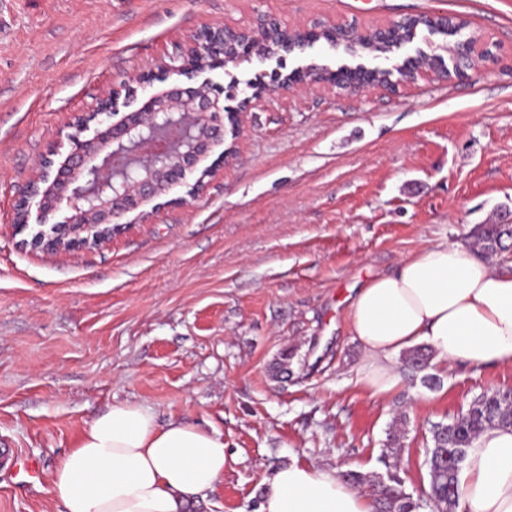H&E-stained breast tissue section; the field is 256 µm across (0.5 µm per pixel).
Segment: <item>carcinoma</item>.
I'll return each instance as SVG.
<instances>
[{
  "mask_svg": "<svg viewBox=\"0 0 512 512\" xmlns=\"http://www.w3.org/2000/svg\"><path fill=\"white\" fill-rule=\"evenodd\" d=\"M473 246L484 255L512 251V224H480L473 233ZM512 426V390L484 392L468 409L449 423L431 426L432 447L427 449L426 465L429 489L417 498L406 493L398 478L390 484L377 485L375 512H420L432 502L437 512H457L458 473L461 466L454 458L465 461L467 448L488 426Z\"/></svg>",
  "mask_w": 512,
  "mask_h": 512,
  "instance_id": "1",
  "label": "carcinoma"
}]
</instances>
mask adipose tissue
Masks as SVG:
<instances>
[{
    "mask_svg": "<svg viewBox=\"0 0 512 512\" xmlns=\"http://www.w3.org/2000/svg\"><path fill=\"white\" fill-rule=\"evenodd\" d=\"M363 352L361 382L373 395L399 382L393 358L425 342L437 363L512 366V271L465 244L438 243L393 273L357 288L349 305ZM224 438L192 424H161L155 411L117 403L59 461L50 491L65 512H186L224 477ZM458 512H512V427L474 440L459 474ZM258 512H373L338 468L290 462L265 480Z\"/></svg>",
    "mask_w": 512,
    "mask_h": 512,
    "instance_id": "ef3b65f1",
    "label": "adipose tissue"
}]
</instances>
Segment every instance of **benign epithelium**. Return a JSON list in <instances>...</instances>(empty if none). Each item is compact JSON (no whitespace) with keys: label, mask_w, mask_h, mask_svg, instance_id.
I'll return each mask as SVG.
<instances>
[{"label":"benign epithelium","mask_w":512,"mask_h":512,"mask_svg":"<svg viewBox=\"0 0 512 512\" xmlns=\"http://www.w3.org/2000/svg\"><path fill=\"white\" fill-rule=\"evenodd\" d=\"M405 20L392 22L374 30L381 43L394 40ZM315 30L293 31L272 19H261L252 27L206 26L182 45L175 46L169 63L163 65V77L184 76L193 80L201 74L253 57L252 46L266 45L259 54L264 60L280 51L300 53L319 40ZM475 40L448 46V57L455 72L475 67L476 59L487 54ZM412 70L406 80L431 73L447 78L430 58L419 55L411 59ZM150 73L135 75L120 87L99 98L95 109L77 118L76 126L86 130L97 122L93 137L68 136L67 153L55 148L41 160L39 167L22 186L15 208V227L22 232L29 227L30 203L37 200L40 222H46L61 208H66L62 224L51 233L39 230L21 246L43 253H57L80 246H99L120 228V219L140 210L146 221L152 212L142 210L166 194L174 184L197 169L211 149L224 143V117L235 118L248 112L263 98L257 90L230 107L213 93L210 80L195 86L174 85L147 98L135 111L119 116L118 100L134 98L132 83H149ZM401 79L381 80L372 69L344 71L327 80L312 70L296 72L282 81L277 89L316 87L360 92L377 87L391 92Z\"/></svg>","instance_id":"1"}]
</instances>
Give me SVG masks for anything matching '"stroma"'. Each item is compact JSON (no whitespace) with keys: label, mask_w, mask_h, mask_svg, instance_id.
Wrapping results in <instances>:
<instances>
[{"label":"stroma","mask_w":512,"mask_h":512,"mask_svg":"<svg viewBox=\"0 0 512 512\" xmlns=\"http://www.w3.org/2000/svg\"><path fill=\"white\" fill-rule=\"evenodd\" d=\"M431 12L467 21L489 50L477 68L395 93H274L205 159L214 175L187 174L148 221L127 214L99 246L20 247L18 188L40 157L103 93L160 72L204 26L272 14L292 30H372ZM313 62L385 60L322 39L208 77L241 98L255 79ZM511 212L512 0H0V448L19 460L0 466V512H64L50 476L119 402L223 434L224 479L191 512H257L265 478L293 460L357 472L371 491L393 433L402 487L420 495L431 424L512 389V367L432 364L440 384L429 390L399 359L400 384L372 396L347 298ZM285 348L294 357L277 377Z\"/></svg>","instance_id":"stroma-1"}]
</instances>
